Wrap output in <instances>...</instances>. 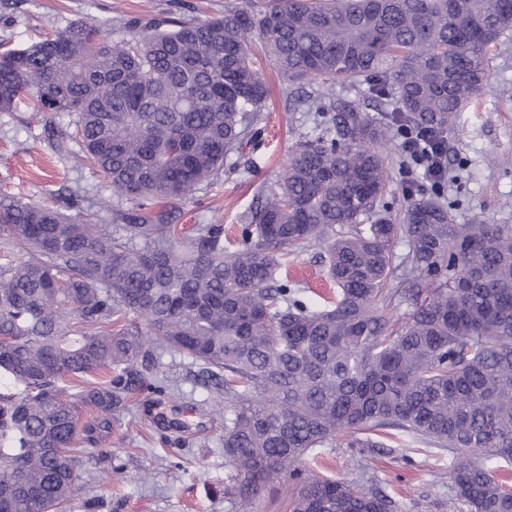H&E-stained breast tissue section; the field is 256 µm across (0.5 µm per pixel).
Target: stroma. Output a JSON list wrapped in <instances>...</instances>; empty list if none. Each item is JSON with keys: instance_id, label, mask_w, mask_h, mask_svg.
Here are the masks:
<instances>
[{"instance_id": "stroma-1", "label": "stroma", "mask_w": 512, "mask_h": 512, "mask_svg": "<svg viewBox=\"0 0 512 512\" xmlns=\"http://www.w3.org/2000/svg\"><path fill=\"white\" fill-rule=\"evenodd\" d=\"M229 0H0V43L21 48L74 20L103 24L116 39L127 38L136 20L221 14ZM265 74L271 95L262 115L263 145L241 146L211 183L201 185L174 211L185 236L198 225L220 224L234 238L263 187L275 183L301 137L314 130L316 113L290 106L289 95H306L313 80L287 82L273 68ZM68 113L29 120L24 112H0V195L38 204L75 202L82 216L111 224L117 201L107 183L78 162ZM448 173L441 190L458 223L476 217L512 224V34L490 51L482 97L459 112L448 137ZM400 147L389 154L390 185L385 209L397 217L409 193L430 194L422 177H406ZM291 269L306 286L310 304L321 308L336 287L327 278L318 248L293 258ZM197 367L168 351L157 372L166 395L136 385L105 443L84 463L76 512H242L224 493L229 466L224 458V417L207 414L210 392L196 379ZM367 464L378 486L400 512H469L451 487V458L442 448L416 446L401 432L381 447L358 450L338 440L310 454L305 465L331 477L353 478Z\"/></svg>"}]
</instances>
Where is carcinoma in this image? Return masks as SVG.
Returning a JSON list of instances; mask_svg holds the SVG:
<instances>
[{
	"label": "carcinoma",
	"mask_w": 512,
	"mask_h": 512,
	"mask_svg": "<svg viewBox=\"0 0 512 512\" xmlns=\"http://www.w3.org/2000/svg\"><path fill=\"white\" fill-rule=\"evenodd\" d=\"M133 28L74 21L0 51V112L29 95L75 114L84 158L129 203L111 230L0 197L16 248L0 262V512H73L88 448L166 351L224 391L204 405L224 412L235 501L287 476L289 512H399L362 464L350 480L300 467L396 429L448 449L469 512H512L479 461L512 462V224H460L433 198L378 208L396 134L441 137L483 94L512 0H267ZM261 55L289 81L364 85L390 113L318 88L305 105L336 135L297 143L238 238L202 224L179 251L168 208L260 134ZM314 245L336 285L321 309L288 275Z\"/></svg>",
	"instance_id": "carcinoma-1"
}]
</instances>
